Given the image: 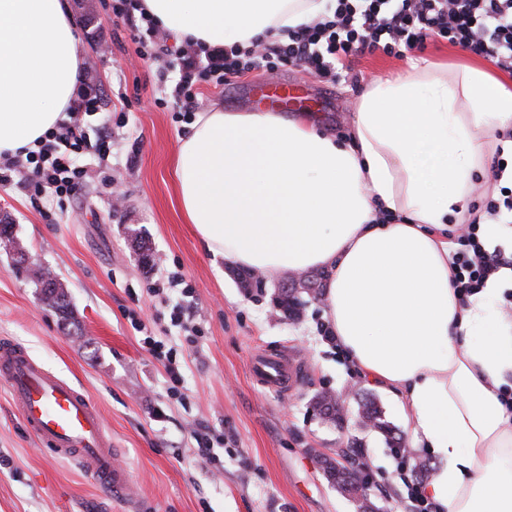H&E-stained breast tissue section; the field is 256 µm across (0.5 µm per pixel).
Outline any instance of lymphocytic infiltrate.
<instances>
[{"instance_id":"obj_1","label":"lymphocytic infiltrate","mask_w":512,"mask_h":512,"mask_svg":"<svg viewBox=\"0 0 512 512\" xmlns=\"http://www.w3.org/2000/svg\"><path fill=\"white\" fill-rule=\"evenodd\" d=\"M111 9L129 28L138 56L152 59L162 52L171 57L179 71L172 96L185 112L196 110L195 87L202 82L224 86L252 71L272 73L291 65L334 84L362 54L382 50L401 58L423 51L433 36L512 73V0H336L333 12L282 39L222 49L189 42L168 46L167 34L139 11L137 0H112ZM101 109L97 95L84 94L78 110L67 113L39 150L23 157L1 156L0 186L16 182L35 197L80 194L87 172L75 166V157L94 154L102 159L112 146L111 119H104L96 141L87 140L82 130V115ZM454 241L453 284L461 298L479 293L491 276L512 267V256L488 249L478 220H471Z\"/></svg>"}]
</instances>
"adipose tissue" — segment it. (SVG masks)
<instances>
[{"mask_svg":"<svg viewBox=\"0 0 512 512\" xmlns=\"http://www.w3.org/2000/svg\"><path fill=\"white\" fill-rule=\"evenodd\" d=\"M165 30L210 48L267 42L332 0H141ZM83 60L65 0H0V154L39 146ZM512 128V81L430 58L372 83L346 137L280 112L198 113L174 180L207 249L279 278L323 269L325 317L363 381L399 404L437 468V512H512V269L460 299L449 218L468 221L477 174ZM389 213L393 222L379 223Z\"/></svg>","mask_w":512,"mask_h":512,"instance_id":"adipose-tissue-1","label":"adipose tissue"}]
</instances>
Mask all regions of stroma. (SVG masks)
Segmentation results:
<instances>
[{
    "instance_id": "1",
    "label": "stroma",
    "mask_w": 512,
    "mask_h": 512,
    "mask_svg": "<svg viewBox=\"0 0 512 512\" xmlns=\"http://www.w3.org/2000/svg\"><path fill=\"white\" fill-rule=\"evenodd\" d=\"M66 3L87 47L85 89L128 121L114 131L107 160L84 158L88 184L78 198H35L17 184L0 195V214L12 218L21 247L65 285L76 319L63 324L40 305L34 284L0 250V340L20 345L97 404L144 512H357L322 465L353 439L376 476L372 500L389 512H411L406 484L415 478L414 465L431 455L414 448L397 456L384 434L361 428L358 395L349 392L355 384L374 399L394 435L407 434L396 403L360 384L351 364L323 339L322 302L308 300L297 319L280 318L273 299L283 279L250 286L248 269L213 256L184 223L172 164L191 119L170 95L177 70L140 59L111 10L99 5L89 17L83 0ZM406 66L379 51L355 61L361 74L355 84L332 86L291 67L274 77H292L303 91L334 99L336 109L321 125L342 134L366 87ZM262 80L255 71L227 86H202L200 105L246 111L243 92ZM106 176L124 197L121 208H113L100 186ZM173 272L181 286L151 291ZM180 306L196 335L175 325ZM139 320L163 353L144 345ZM263 349L293 355L306 369L303 383L285 396L259 387L250 360ZM169 352L181 362L178 400L168 394ZM323 390L344 399L343 427L313 410L311 400ZM203 441L212 447V460L199 455ZM0 512H124L78 465L38 445L2 380Z\"/></svg>"
}]
</instances>
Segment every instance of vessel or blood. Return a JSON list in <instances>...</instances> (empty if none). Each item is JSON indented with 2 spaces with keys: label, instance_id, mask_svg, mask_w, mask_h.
<instances>
[{
  "label": "vessel or blood",
  "instance_id": "1",
  "mask_svg": "<svg viewBox=\"0 0 512 512\" xmlns=\"http://www.w3.org/2000/svg\"><path fill=\"white\" fill-rule=\"evenodd\" d=\"M254 107L278 112L306 111L304 97L284 81L275 86H252ZM253 379L263 387L288 392L298 374L294 366L274 353L258 352L251 359ZM0 378L27 431L58 457L78 464L93 474L112 497L123 500L129 512L141 505L132 491L130 472L116 463V450L106 432L96 405L68 380L45 369L23 349L0 342Z\"/></svg>",
  "mask_w": 512,
  "mask_h": 512
}]
</instances>
